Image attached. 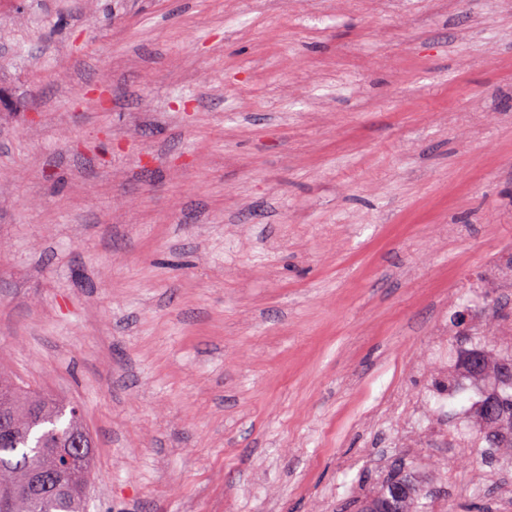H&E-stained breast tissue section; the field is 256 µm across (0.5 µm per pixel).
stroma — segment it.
<instances>
[{
  "label": "stroma",
  "instance_id": "obj_1",
  "mask_svg": "<svg viewBox=\"0 0 512 512\" xmlns=\"http://www.w3.org/2000/svg\"><path fill=\"white\" fill-rule=\"evenodd\" d=\"M511 262L512 0H0V369L87 512H512L407 428ZM404 483L410 484L412 486V489L408 493H404L400 498L398 505L400 509H402L401 512H418L416 504H418L420 489L412 480L407 479V477L391 478L387 480L386 483L380 488L378 492L372 494L369 497H366L361 502V512H376L368 510L380 507L382 499H384L386 495L391 492V488L399 487Z\"/></svg>",
  "mask_w": 512,
  "mask_h": 512
}]
</instances>
